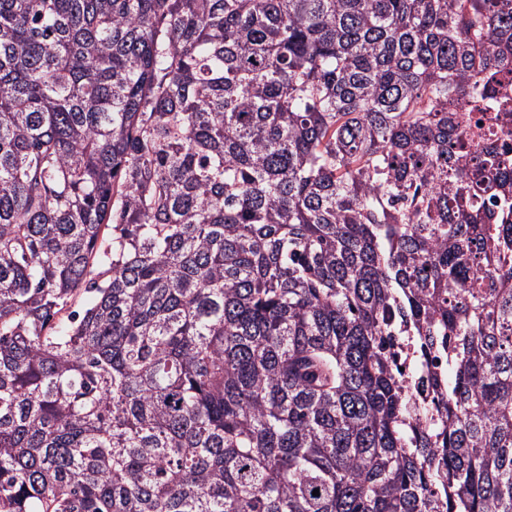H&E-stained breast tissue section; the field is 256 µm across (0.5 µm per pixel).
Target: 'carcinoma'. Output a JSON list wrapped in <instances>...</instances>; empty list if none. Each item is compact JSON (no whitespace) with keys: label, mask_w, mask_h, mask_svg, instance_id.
<instances>
[{"label":"carcinoma","mask_w":512,"mask_h":512,"mask_svg":"<svg viewBox=\"0 0 512 512\" xmlns=\"http://www.w3.org/2000/svg\"><path fill=\"white\" fill-rule=\"evenodd\" d=\"M511 111L512 0H0V512H512Z\"/></svg>","instance_id":"carcinoma-1"}]
</instances>
